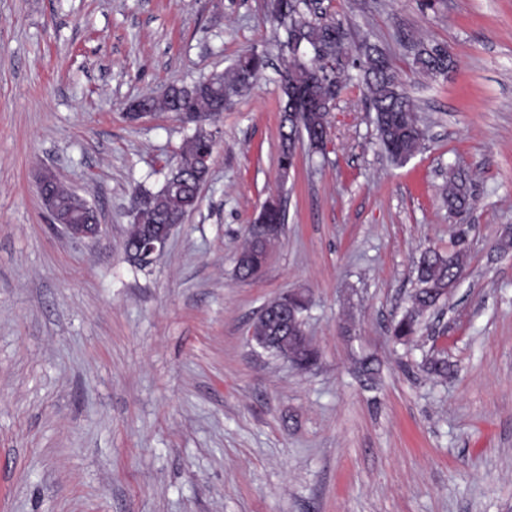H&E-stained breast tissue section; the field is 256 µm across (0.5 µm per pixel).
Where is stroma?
I'll list each match as a JSON object with an SVG mask.
<instances>
[{
    "mask_svg": "<svg viewBox=\"0 0 512 512\" xmlns=\"http://www.w3.org/2000/svg\"><path fill=\"white\" fill-rule=\"evenodd\" d=\"M320 6L412 95L428 137L406 164L379 149L355 88L328 155L300 150L279 183L283 53L262 0H0V512H512V251L497 248L512 226V0ZM404 31L447 46V79L416 75ZM254 47L271 66L206 120L198 208L133 266L136 192L161 188L193 126L129 105ZM451 162L476 190L459 215L442 199ZM47 169L94 206L100 237L51 223ZM270 197L283 233L240 280ZM461 230L462 276L396 341L421 250ZM298 289L305 371L248 339ZM430 356L452 374H428Z\"/></svg>",
    "mask_w": 512,
    "mask_h": 512,
    "instance_id": "35a3bbf8",
    "label": "stroma"
}]
</instances>
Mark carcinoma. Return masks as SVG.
I'll list each match as a JSON object with an SVG mask.
<instances>
[{"label": "carcinoma", "mask_w": 512, "mask_h": 512, "mask_svg": "<svg viewBox=\"0 0 512 512\" xmlns=\"http://www.w3.org/2000/svg\"><path fill=\"white\" fill-rule=\"evenodd\" d=\"M310 0H287L286 12L277 15L265 14L266 21L280 28L288 29L294 23L306 22L308 36L322 40L331 35V30L342 25L324 12L309 8ZM281 49L288 50V62L280 73L282 91L281 117L279 124L280 155L279 164L288 162V148L291 146V133L294 121H299L307 134L310 147H315L323 138L331 135L326 113L335 106V97L356 86L362 80L365 99L370 110L375 112L376 138L388 158L395 164L407 163L422 147L427 131L418 120L414 99L403 87L394 71L390 59L379 48L365 44L357 52H352L348 44L341 49L348 60L336 72H328L330 82L322 85L316 82L313 66L299 59L288 49V42L280 43ZM409 50L417 72L428 77H446L454 68L455 62L448 48L438 43L411 41ZM267 65L266 53L256 48L240 56L234 64L220 74L222 83L213 87L196 81L190 85L172 84L167 87L162 98L143 97L130 106L134 112L140 106H147L153 112H173L188 117L197 123L192 135L180 147L178 165L182 172L179 184L164 182L155 193H148L149 206L133 219L135 224H175L200 204V186L205 182L204 174L198 168L201 155L214 151L212 133L200 121L206 120L221 111V100L226 94L241 95L247 92ZM315 83V95L329 92L330 84L336 83V96L329 97L321 112L298 114L292 112V102L288 87L296 83ZM58 197L69 206L90 216L95 212L88 201L77 192L59 183L54 188ZM448 211L461 213L471 209L474 194L471 184L454 174L448 177V189L444 196ZM285 221L281 208L264 204L258 217L249 227L247 245L240 251L237 261V275L242 280L253 278L264 258L263 237L266 230H282ZM463 267L462 250L441 253L431 247L421 251L416 263L417 286L411 295V306L391 325V335L411 339L416 335L419 319L425 311L435 306L440 298L448 293L449 284L455 280ZM270 313L255 327L256 336H285L280 328L275 311L276 301L269 303Z\"/></svg>", "instance_id": "cac0c4a2"}]
</instances>
